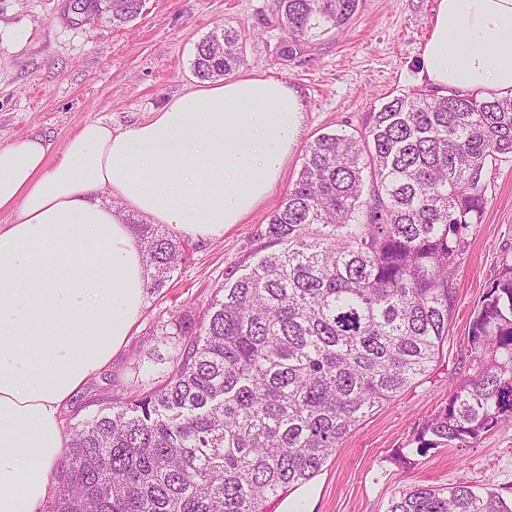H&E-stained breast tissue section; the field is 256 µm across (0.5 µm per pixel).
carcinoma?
Segmentation results:
<instances>
[{
    "mask_svg": "<svg viewBox=\"0 0 512 512\" xmlns=\"http://www.w3.org/2000/svg\"><path fill=\"white\" fill-rule=\"evenodd\" d=\"M360 0H275L295 57L347 25ZM143 0H71L82 19L122 24ZM233 27L197 44L201 79L244 61ZM512 159V97L396 95L360 134L322 133L265 235L284 245L219 288L202 315L169 313L183 352L145 392L111 380L74 430L44 512H264L310 481L342 440L440 356L455 306L452 274L484 213L485 178ZM159 288L188 244L136 224ZM472 373L419 429L417 450L474 448L512 423V257L473 311ZM387 512H512L495 488L414 484Z\"/></svg>",
    "mask_w": 512,
    "mask_h": 512,
    "instance_id": "obj_1",
    "label": "carcinoma"
}]
</instances>
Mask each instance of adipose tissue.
<instances>
[{
	"label": "adipose tissue",
	"instance_id": "adipose-tissue-1",
	"mask_svg": "<svg viewBox=\"0 0 512 512\" xmlns=\"http://www.w3.org/2000/svg\"><path fill=\"white\" fill-rule=\"evenodd\" d=\"M423 76L449 93L512 96V0H438ZM305 104L245 73L186 90L149 118L88 122L54 150L0 147V512H43L67 435L63 408L123 347L149 272L126 221L223 236L270 195Z\"/></svg>",
	"mask_w": 512,
	"mask_h": 512
}]
</instances>
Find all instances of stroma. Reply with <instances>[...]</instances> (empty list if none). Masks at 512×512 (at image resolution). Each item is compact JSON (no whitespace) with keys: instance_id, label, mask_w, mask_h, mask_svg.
Masks as SVG:
<instances>
[{"instance_id":"35a3bbf8","label":"stroma","mask_w":512,"mask_h":512,"mask_svg":"<svg viewBox=\"0 0 512 512\" xmlns=\"http://www.w3.org/2000/svg\"><path fill=\"white\" fill-rule=\"evenodd\" d=\"M274 0H144L123 25L81 22L68 0H0V147L30 135L50 137L55 148L85 122L119 128L199 85L195 48L221 26L239 30L242 72L266 74L300 89L306 112L298 144L268 199L223 237L190 241V259L162 288L147 290L144 309L106 375L149 385L179 353L180 337L156 329L170 311L205 309L226 279L247 273L280 246L264 237L270 215L301 169L306 146L331 131L360 133L373 109L400 93H434L422 80L423 50L437 0H361L350 22L308 44L290 61L278 55L282 36ZM19 30L23 43L5 39ZM481 224L454 272L455 306L439 358L394 401L367 416L306 485L271 498L266 512L283 506L305 512H386L394 492L413 483L452 487L465 482L512 497V424L486 433L477 447L417 452L424 420L468 372L469 325L488 291L502 255H512V160L486 177ZM106 375L89 379L62 416L71 431L100 410ZM409 456L400 463L398 453Z\"/></svg>"}]
</instances>
